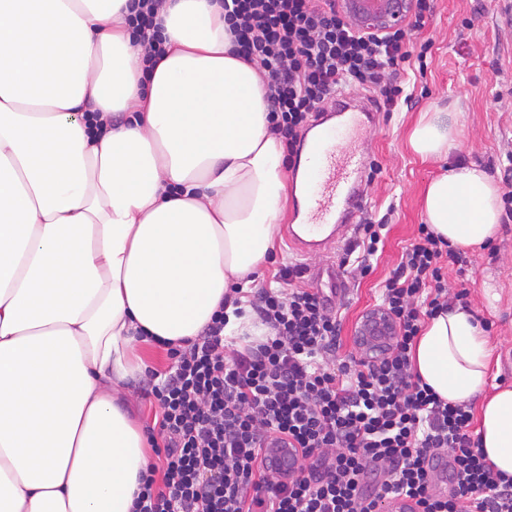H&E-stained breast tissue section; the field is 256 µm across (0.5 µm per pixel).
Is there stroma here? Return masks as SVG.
<instances>
[{"label":"stroma","mask_w":512,"mask_h":512,"mask_svg":"<svg viewBox=\"0 0 512 512\" xmlns=\"http://www.w3.org/2000/svg\"><path fill=\"white\" fill-rule=\"evenodd\" d=\"M413 56L404 78L411 95L396 112H384L374 128L376 169L367 185L365 217L384 220L383 251L371 272L350 280L342 300L340 336L343 351L354 348L352 329L366 309L378 305L385 280L423 223V192L439 170L409 147L410 133L421 112L458 103L464 133L452 156L486 167L497 183L506 179L512 154V0H433L432 19L414 32ZM283 205L268 258L258 282L275 285V274L293 252L284 240L289 203L294 193L293 168H283ZM462 264L445 263L449 290L468 289L469 307L491 329L490 381L512 385V210L505 211L496 239L480 250L461 252Z\"/></svg>","instance_id":"stroma-1"}]
</instances>
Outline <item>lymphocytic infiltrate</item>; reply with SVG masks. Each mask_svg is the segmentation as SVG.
<instances>
[{
  "label": "lymphocytic infiltrate",
  "instance_id": "obj_1",
  "mask_svg": "<svg viewBox=\"0 0 512 512\" xmlns=\"http://www.w3.org/2000/svg\"><path fill=\"white\" fill-rule=\"evenodd\" d=\"M163 4L130 3L133 43L149 63L163 52ZM224 22L238 58L259 68L270 130L289 155L338 89L373 88L381 112L405 102L410 32L364 39L336 0H230ZM382 231L360 225L339 259L346 274L371 271ZM457 256L420 225L381 290L398 336L377 363L341 353L340 313L303 285V265H281L280 288L233 284L200 336L167 344V371L147 372L142 394L156 410L146 434L159 462L140 474L134 512H384L400 498L419 512H512V482L469 431L471 405L444 401L412 370L426 318L469 295L444 285L443 262ZM281 440L301 451L291 478L266 454ZM443 455L444 475L433 465Z\"/></svg>",
  "mask_w": 512,
  "mask_h": 512
}]
</instances>
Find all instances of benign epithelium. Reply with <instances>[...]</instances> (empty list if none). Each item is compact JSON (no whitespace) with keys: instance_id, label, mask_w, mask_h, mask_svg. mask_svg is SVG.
I'll return each mask as SVG.
<instances>
[{"instance_id":"1","label":"benign epithelium","mask_w":512,"mask_h":512,"mask_svg":"<svg viewBox=\"0 0 512 512\" xmlns=\"http://www.w3.org/2000/svg\"><path fill=\"white\" fill-rule=\"evenodd\" d=\"M416 7L417 0H340L339 15L354 32L378 37L406 30ZM397 331L398 325L391 312L383 306H373L357 320L353 344L364 358L378 362L387 355ZM268 454L287 471L297 450L270 448Z\"/></svg>"}]
</instances>
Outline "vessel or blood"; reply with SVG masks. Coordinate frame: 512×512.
I'll return each instance as SVG.
<instances>
[{"label": "vessel or blood", "mask_w": 512, "mask_h": 512, "mask_svg": "<svg viewBox=\"0 0 512 512\" xmlns=\"http://www.w3.org/2000/svg\"><path fill=\"white\" fill-rule=\"evenodd\" d=\"M333 108L339 122L321 125L296 170L301 183L292 199L291 219L299 227L288 230L286 240L303 257L327 248L334 232L355 228L364 210L369 155L352 147L351 140L374 125L376 110L372 101L355 103L344 92L335 95ZM320 272L328 278L332 300L344 298L348 288L342 268L331 262Z\"/></svg>", "instance_id": "b4317fda"}]
</instances>
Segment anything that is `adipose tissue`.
Returning <instances> with one entry per match:
<instances>
[{
    "label": "adipose tissue",
    "mask_w": 512,
    "mask_h": 512,
    "mask_svg": "<svg viewBox=\"0 0 512 512\" xmlns=\"http://www.w3.org/2000/svg\"><path fill=\"white\" fill-rule=\"evenodd\" d=\"M126 5L0 0V512H132L151 459L119 394L139 336H198L279 217L284 148L219 0H166L150 69ZM460 133L437 107L409 143L441 164L426 224L477 249L504 208L483 166L449 160ZM490 358L457 304L426 321L413 368L478 404L480 448L512 478V386L489 387Z\"/></svg>",
    "instance_id": "ef3b65f1"
}]
</instances>
